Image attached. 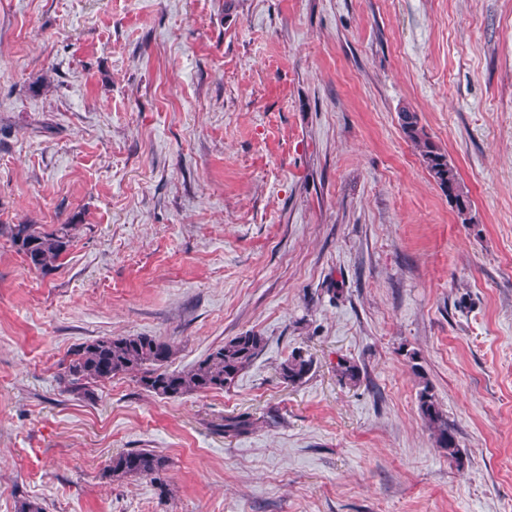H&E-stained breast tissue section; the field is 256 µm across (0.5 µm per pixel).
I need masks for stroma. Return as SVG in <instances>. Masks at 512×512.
Listing matches in <instances>:
<instances>
[{
	"mask_svg": "<svg viewBox=\"0 0 512 512\" xmlns=\"http://www.w3.org/2000/svg\"><path fill=\"white\" fill-rule=\"evenodd\" d=\"M71 220L46 276L0 236V512H512V0H0V224ZM247 331L221 391L60 379L102 336L181 371ZM137 448L167 491L102 478ZM398 119L402 133L418 152L429 176L448 197V203L457 218L463 224H472L474 216L469 192L461 182L455 166L449 163L447 155L420 125L418 113L403 109ZM313 360L306 357L301 351H292L280 363L279 374L285 383L296 385L302 383L312 370ZM418 409L422 420L431 431L437 447L448 454V459L454 461L458 466H462V455L455 430L448 424V418L439 407L427 381H423L422 388L418 393Z\"/></svg>",
	"mask_w": 512,
	"mask_h": 512,
	"instance_id": "35a3bbf8",
	"label": "stroma"
}]
</instances>
